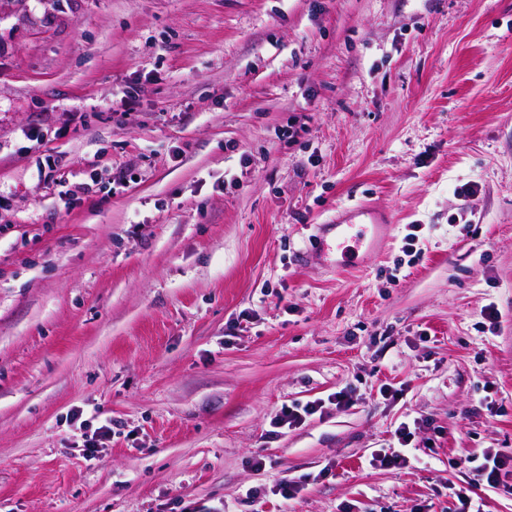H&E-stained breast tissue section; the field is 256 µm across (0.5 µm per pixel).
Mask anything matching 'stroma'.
<instances>
[{
  "label": "stroma",
  "mask_w": 512,
  "mask_h": 512,
  "mask_svg": "<svg viewBox=\"0 0 512 512\" xmlns=\"http://www.w3.org/2000/svg\"><path fill=\"white\" fill-rule=\"evenodd\" d=\"M355 201L390 227L339 271L315 242ZM75 411L122 425L99 460ZM413 420L411 462L372 463ZM487 448L512 0H0V512H278L284 477L292 512H456L448 461ZM320 407V403L315 401L306 403L305 405L292 404L291 406H283L276 425L278 428L296 426L303 422L307 416L316 413Z\"/></svg>",
  "instance_id": "35a3bbf8"
}]
</instances>
